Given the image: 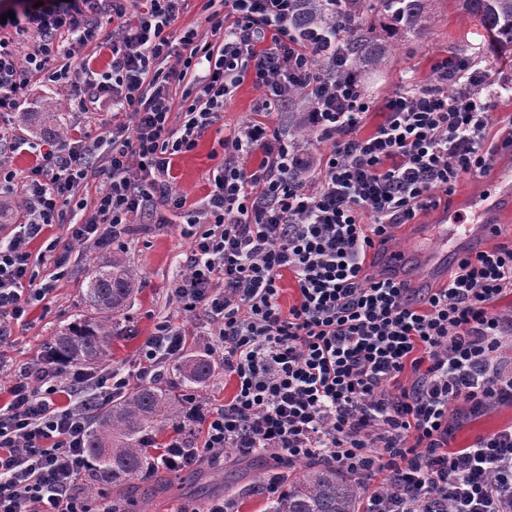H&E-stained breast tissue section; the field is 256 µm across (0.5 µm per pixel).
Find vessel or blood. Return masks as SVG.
<instances>
[{"instance_id":"1","label":"vessel or blood","mask_w":512,"mask_h":512,"mask_svg":"<svg viewBox=\"0 0 512 512\" xmlns=\"http://www.w3.org/2000/svg\"><path fill=\"white\" fill-rule=\"evenodd\" d=\"M474 214L472 223L453 220L451 213L441 212L436 221L419 229L416 234L421 244L416 263H409L405 255L385 251L381 261L389 277L408 288L413 297L419 298L428 289L443 287L448 281L449 260L470 254L475 242L494 236L502 225L512 222V165H499L490 181L486 197L470 201ZM437 239L440 250L427 247L429 239Z\"/></svg>"}]
</instances>
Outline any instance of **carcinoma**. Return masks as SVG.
Instances as JSON below:
<instances>
[{"instance_id":"cac0c4a2","label":"carcinoma","mask_w":512,"mask_h":512,"mask_svg":"<svg viewBox=\"0 0 512 512\" xmlns=\"http://www.w3.org/2000/svg\"><path fill=\"white\" fill-rule=\"evenodd\" d=\"M364 0H345L340 16L344 23L346 55L357 67H377L385 46L366 29L361 20ZM430 0H397L391 15L390 35L399 39L407 33L418 36L427 27ZM459 9L477 21L494 50L512 49V0H457ZM328 20L324 0H301L292 18V27L305 34ZM59 112H24L22 120L40 133L53 135L61 126ZM141 287L136 269L119 253L96 265L88 274L84 296L94 316L68 324L49 346V359L59 366L74 362L94 363L103 358L116 334L121 316ZM211 360L196 357L182 366L183 378L200 384L210 376ZM185 407L184 394L162 386L142 385L112 402V408L88 432L85 448L112 478L140 481L148 468L145 438L155 437L166 428L175 429ZM364 490L360 483L318 462L300 464L298 470L283 476L282 488L270 502L268 512H362Z\"/></svg>"}]
</instances>
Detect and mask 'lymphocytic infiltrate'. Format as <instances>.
<instances>
[{
	"instance_id": "1",
	"label": "lymphocytic infiltrate",
	"mask_w": 512,
	"mask_h": 512,
	"mask_svg": "<svg viewBox=\"0 0 512 512\" xmlns=\"http://www.w3.org/2000/svg\"><path fill=\"white\" fill-rule=\"evenodd\" d=\"M12 2L13 17L0 19V112L16 111L31 81L48 80L66 87L76 111L108 107L121 121L105 141H60L21 181L0 161V184H18L24 210L21 234L0 243V340L6 322L53 291L54 281H35L27 246L60 223L104 152L107 182L70 239L105 244L138 214L187 210L193 247L174 293L185 311L207 313L209 350L235 382L223 403L187 400L151 469L187 471L232 448L278 466L330 463L361 483L366 512H512V423L449 448L463 424L512 407V310L497 307L512 295V241L466 256L420 302L366 266L375 238L486 170L512 77L445 60L444 82L402 86L379 105L351 70L337 21L293 31L297 0H206L223 42L185 30L177 58L168 29L186 0ZM106 22L114 30L104 38ZM95 41L111 53L103 73L79 55ZM188 76L197 94L176 128L169 82ZM247 79L260 113L305 90L306 128L329 146L317 185L299 178L296 143L253 121L225 137L212 190L188 203L173 160L195 149ZM378 107L384 122L360 136ZM287 272L299 296L285 308ZM185 348L180 327L158 325L136 371L97 379L102 404L133 381L162 382ZM86 380L50 362L15 375L0 406V512H93L86 485L111 477L86 453L90 406L77 398Z\"/></svg>"
}]
</instances>
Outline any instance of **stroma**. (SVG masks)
Wrapping results in <instances>:
<instances>
[{"label":"stroma","instance_id":"35a3bbf8","mask_svg":"<svg viewBox=\"0 0 512 512\" xmlns=\"http://www.w3.org/2000/svg\"><path fill=\"white\" fill-rule=\"evenodd\" d=\"M373 36L385 41L387 52L381 67L363 69L365 86L377 100H384L415 79L419 85L432 84L437 79L435 66L447 57L471 55L477 67L490 73L512 74V52H488L478 56L476 49L483 40V30L475 21L456 11L452 0H432L427 33L395 41L390 37V20L377 9L363 15ZM260 94L252 81H244L226 105L223 117L199 139L196 148L175 158L172 173L177 190L196 202L212 189L210 177L222 164L224 150L221 142L229 129L254 119V103ZM59 112L63 115L64 133L76 138L86 135L106 136L112 127L108 112H75L67 100L65 90L48 81L31 83L20 112ZM14 112H0V125L14 129L24 140L19 148L0 153V160L17 174H25L39 152L47 150L45 139L35 136ZM182 215L157 209L138 215L126 225L113 247L99 248L90 243L69 241L67 227L53 224L40 237L31 241L30 267L36 280H43L54 269L45 257L51 243L68 245L70 261L55 290L41 304L31 308L26 323L11 324L10 335L0 341V385L9 386L15 371L28 363L48 359V342L57 331L70 322L91 313L83 296V280L103 257L118 251L130 260L143 279L141 292L132 298L130 308L122 320L119 334L112 340L107 358L89 365L93 378L112 369L133 367L143 342L152 336L162 322L181 327L186 333V356L206 354V345L212 331L206 317L200 313L184 312L173 293L183 267L182 260L192 247V240L182 235ZM82 387L81 397L94 401L97 391L92 383ZM268 457L255 456L239 463L224 458L221 469L223 483H214L213 463L205 461L192 471L176 475L170 490L157 492L154 484H129L117 480L105 485L104 494L95 498L96 506H103L107 497L122 493L145 504L146 512H199L206 505L223 500L225 492H232L237 512H265L269 495L264 480L270 468Z\"/></svg>","mask_w":512,"mask_h":512}]
</instances>
